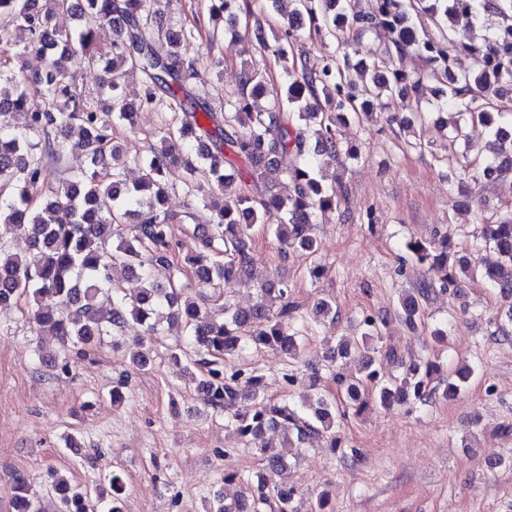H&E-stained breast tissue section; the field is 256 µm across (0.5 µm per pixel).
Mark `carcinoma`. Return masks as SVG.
I'll return each mask as SVG.
<instances>
[{"label":"carcinoma","mask_w":512,"mask_h":512,"mask_svg":"<svg viewBox=\"0 0 512 512\" xmlns=\"http://www.w3.org/2000/svg\"><path fill=\"white\" fill-rule=\"evenodd\" d=\"M153 0H48L44 12L30 9L29 0H0V15L7 14L26 34L28 43L48 58L42 43L48 34L50 15L66 10L75 15L79 27L58 33L51 46L72 58L90 57L105 62L104 85L112 90V108L100 112L88 103L73 76L54 63L30 73L15 72L0 63V106L20 116L21 122L6 131L0 128V223L23 234L28 250L20 254L0 237V307H16L22 298L34 303L32 319L55 336L62 347L92 348L106 336L118 332L132 320L150 336L160 334L159 309L168 307V318L184 323L190 344L210 360L200 383L207 388V404L224 411L226 426L245 441L265 430L280 428L294 436L286 439L309 442L330 435V447H341L336 438V417L346 416L352 404L362 410L369 404L388 408L393 403L423 401L436 390L430 388L439 365L411 362L403 376L383 379L376 371L345 384L346 400L337 402L320 394L305 408L278 404L265 397L261 376L253 369L235 364L231 357L255 346H271L286 358L296 360L302 343L315 329L289 320L295 309L288 298V285H259L255 306L242 311L230 303L222 306L217 319L190 296H182L175 279L163 286L151 277L156 266L173 268L175 249L172 225L181 221L165 208L166 173L183 169L191 190L209 200L216 220L208 228L197 227L198 251L184 257L195 277L217 290L232 279L247 276L251 262L246 239L257 224L272 232L283 254L299 252L308 259L318 252L312 235L316 213L336 211L340 198L336 188L327 187L319 176L325 161L357 153L344 148L336 134V121L349 115L373 118L370 101L356 95L353 72L368 77L364 89L376 98L403 106L413 105L409 124L423 122L436 111L451 113L445 121L448 138L464 146L461 154L448 158V185L460 183V172L474 181L500 180L512 176V137L497 117L501 105L512 103V0H371L367 11L358 10L356 0H295L296 9L288 24L280 27L274 44L260 43L282 62L286 75L285 95L266 98V74L244 67L239 92L213 108L190 88L198 78L196 62L181 52V45L194 38L191 30L174 31L165 16L152 7ZM276 0H207L210 16L225 13L267 11ZM460 15L477 21L493 17L490 35L480 45L459 32L454 24ZM305 17L324 37L336 42L340 53L312 60L298 49L295 18ZM121 21L112 44L97 46L96 29L113 20ZM164 34L168 48L156 47L151 29ZM379 28L388 31V41L376 59L366 64L350 52L345 37L349 30L363 37ZM415 51L426 70L410 76L396 67L395 59ZM461 52L482 54L484 68L478 73L458 72L453 57ZM140 76L142 92L136 101L122 95L125 79ZM434 79L445 86L435 99L422 105L420 91ZM38 93L47 101L40 112L27 110V99ZM177 114L178 123L164 129L161 145L145 156L129 158L121 142L112 137V120L133 123L141 109L160 104ZM481 126L490 155L469 160L468 153L481 147L473 143L469 126ZM80 149L86 168L48 189L40 206L32 204V193L44 187L45 161L60 159L72 148ZM249 164L253 184L265 183L269 169L280 170L295 184V194L284 198L265 188L249 195L238 188L235 175L224 170L231 157ZM142 175L129 183V163ZM481 229V239L499 256L491 266L457 254L448 241L434 233L428 241H411L406 249L426 269L428 278L398 300L399 320L410 330L428 327L427 301L436 290L458 289L467 282H483L512 295V218ZM122 224L130 235L116 234ZM222 254L224 260L210 258ZM134 278L139 284L128 294L122 284ZM113 291L112 308L97 305L98 296ZM384 323L372 316L363 321L361 336L340 338L329 347L331 361L344 358L361 347L367 349L382 339ZM132 365L138 371L153 365L144 341L135 342ZM472 376L468 366L455 371V379L443 388L446 399L457 397ZM255 452L264 461L258 474L226 472L224 479L240 483L244 491L229 501L217 496L207 501L205 512H293L295 491L286 481L288 460L270 447ZM56 512H90L91 503L105 505V512H121L125 485L115 472L108 489L92 494L72 487L59 477L55 487ZM14 512H45L31 494L25 480L14 485Z\"/></svg>","instance_id":"carcinoma-1"}]
</instances>
